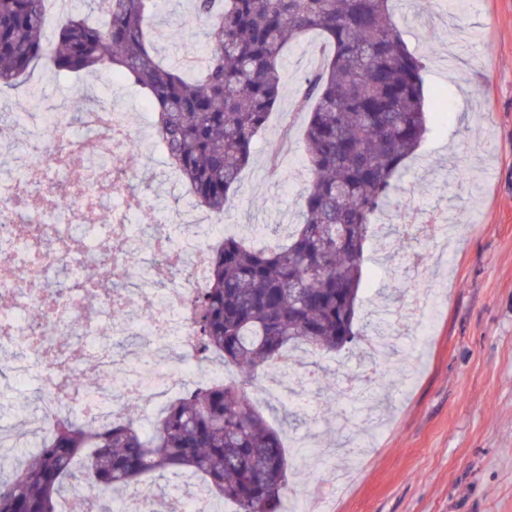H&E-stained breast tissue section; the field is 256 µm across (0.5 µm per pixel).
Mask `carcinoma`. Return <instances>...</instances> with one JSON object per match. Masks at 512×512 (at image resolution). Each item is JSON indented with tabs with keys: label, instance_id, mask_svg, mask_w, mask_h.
<instances>
[{
	"label": "carcinoma",
	"instance_id": "carcinoma-1",
	"mask_svg": "<svg viewBox=\"0 0 512 512\" xmlns=\"http://www.w3.org/2000/svg\"><path fill=\"white\" fill-rule=\"evenodd\" d=\"M48 0H0V91L37 69L57 75L107 70L139 90L153 114L161 151L199 206L224 215L252 143L281 96V65L292 42L315 30L325 56L309 70L295 110L311 180L302 222L287 242L259 245L237 235L211 248L208 287L192 301L194 357L218 359L238 378L199 386L171 401L143 429L129 420L98 426L53 419L29 446L0 440V459L27 461L0 477V512H60L72 479L123 491L149 473L199 478L236 512H280L288 462L280 432L249 396L266 364L290 349H349L355 329L364 246L378 213L397 205L396 180L428 132L423 59L392 19L391 0H191L206 22L199 74L162 63L152 37L157 0H90L95 24L71 17L50 37ZM126 184L124 158L89 157ZM108 252H90L58 286L88 295L97 266L115 284Z\"/></svg>",
	"mask_w": 512,
	"mask_h": 512
}]
</instances>
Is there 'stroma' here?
Here are the masks:
<instances>
[{
  "mask_svg": "<svg viewBox=\"0 0 512 512\" xmlns=\"http://www.w3.org/2000/svg\"><path fill=\"white\" fill-rule=\"evenodd\" d=\"M391 7L410 50L425 61L427 96L446 97L397 190L416 224L431 212L448 215L450 246L439 254L426 233L406 234L398 217L378 216L391 233L366 245L358 327L369 330L380 307L408 302L416 272L407 260L415 252L435 260L421 324L394 337L384 363L362 348L319 355L315 380L296 398L297 415L276 400L258 408L290 449L289 490L318 512H512V0H393ZM153 28L166 61L186 64L207 50L190 0H158ZM321 45L312 32L288 47L281 101L254 140L227 227L274 224L283 235L299 222L309 183L307 116L292 103L311 49ZM36 97L64 100L72 113L97 100L148 111L110 72L39 69L0 94V112H31ZM286 127L292 142L270 168ZM135 135L139 150L127 166L144 202L136 223L170 211L199 214L188 188L172 189L152 126Z\"/></svg>",
  "mask_w": 512,
  "mask_h": 512,
  "instance_id": "stroma-1",
  "label": "stroma"
}]
</instances>
